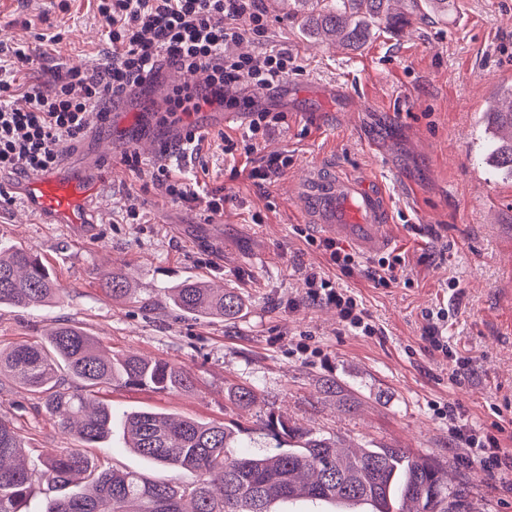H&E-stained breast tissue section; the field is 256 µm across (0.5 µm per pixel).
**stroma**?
<instances>
[{
  "label": "stroma",
  "instance_id": "35a3bbf8",
  "mask_svg": "<svg viewBox=\"0 0 512 512\" xmlns=\"http://www.w3.org/2000/svg\"><path fill=\"white\" fill-rule=\"evenodd\" d=\"M259 5L268 21L264 36L236 49L276 47L293 57L267 99L285 123L250 155H226L222 137L240 139L248 114L227 123L223 108L213 106L163 120L156 98L202 79L171 68L123 119L93 122L70 158L71 169L95 159L111 173L98 190L93 224H37L17 207L0 213V240L38 252L65 290L62 302L40 311L1 307L0 347L39 341L57 323L72 322L106 354L174 362L194 377L181 393L98 388L97 401L116 413L150 410L238 425L250 431L257 453L272 413L349 446L432 458L449 485L467 489L470 512H512V471H486L441 416L453 404L479 431L512 423V181L492 175L478 147L485 98L512 82V0H450L447 17L381 33L356 51L308 40L274 0ZM57 26L62 40L38 41ZM1 41L39 47L48 68L88 69L112 51L94 0H69L65 13L49 0H0ZM188 124L210 137L186 163L173 142ZM128 149L150 165L165 160L173 175L196 176L204 190L224 191L223 215L210 218L163 195L122 164ZM273 154L287 165L257 186L248 173ZM312 162L382 189L393 251L405 259L397 283L374 286L368 255L362 269L341 275L308 244L320 231L302 223L296 183ZM131 206L140 223L126 222ZM114 270L129 276L134 299L116 303L101 290L103 275ZM312 271L355 294L378 334L356 335L333 305L312 300L305 282ZM188 278L234 289L244 304L240 316L223 322L172 311L166 290ZM441 308L449 312L444 336L473 359L468 371L454 372L422 336L427 314ZM328 379L340 385V396L323 394ZM233 384L254 387L258 401L233 404ZM0 418L21 428L27 459L76 445L19 382L0 387ZM84 452L110 468L167 476L124 448L118 430Z\"/></svg>",
  "mask_w": 512,
  "mask_h": 512
}]
</instances>
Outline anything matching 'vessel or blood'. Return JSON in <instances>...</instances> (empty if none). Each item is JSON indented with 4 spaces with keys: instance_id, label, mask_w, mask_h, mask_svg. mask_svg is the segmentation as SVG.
Wrapping results in <instances>:
<instances>
[{
    "instance_id": "b4317fda",
    "label": "vessel or blood",
    "mask_w": 512,
    "mask_h": 512,
    "mask_svg": "<svg viewBox=\"0 0 512 512\" xmlns=\"http://www.w3.org/2000/svg\"><path fill=\"white\" fill-rule=\"evenodd\" d=\"M97 185L84 176L49 172L31 176L15 192L20 206L40 224H88ZM302 220L326 235L351 241L362 252L391 248L387 207L380 191L368 183L336 175L323 164L307 167L298 184Z\"/></svg>"
}]
</instances>
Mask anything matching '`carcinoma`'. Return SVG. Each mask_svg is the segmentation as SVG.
Masks as SVG:
<instances>
[{"label": "carcinoma", "instance_id": "1", "mask_svg": "<svg viewBox=\"0 0 512 512\" xmlns=\"http://www.w3.org/2000/svg\"><path fill=\"white\" fill-rule=\"evenodd\" d=\"M307 37L346 49L357 48L380 29L399 30L433 13L448 15V0H293ZM485 157L489 166L512 175V85L498 91L484 111ZM115 301L133 298L129 278L110 273L101 281ZM51 269L32 251L0 242V307L38 311L61 298ZM172 310L220 321L236 319L240 296L188 279L167 289ZM21 381L37 395L53 424L80 443L112 434V407L93 402L101 384H124L160 392H187L193 377L183 366L133 354L105 357L83 328L59 323L41 341L0 348V375ZM227 396L249 407L256 393L232 387ZM128 447L172 472L157 481L136 471L101 469L74 448L28 465L21 456L23 435L0 419V512H29L33 477L63 493L44 512H273L277 502L304 497L323 502L333 496L368 502L371 512H461L466 491L451 489L442 470L401 448L366 447L358 454L337 451L339 442L288 420L267 415L268 451L245 450L243 431L223 423L175 419L153 411H132L121 420Z\"/></svg>", "mask_w": 512, "mask_h": 512}]
</instances>
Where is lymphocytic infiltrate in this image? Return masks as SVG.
Listing matches in <instances>:
<instances>
[{"label": "lymphocytic infiltrate", "mask_w": 512, "mask_h": 512, "mask_svg": "<svg viewBox=\"0 0 512 512\" xmlns=\"http://www.w3.org/2000/svg\"><path fill=\"white\" fill-rule=\"evenodd\" d=\"M103 35L112 53L90 69L44 71L28 88L16 73L35 64L32 48L0 44V171L18 176L58 167L64 148L90 128L89 110L128 90L152 86L164 66L205 74L204 85L175 87L171 112H197L203 106L249 113L251 140H259L284 120L261 102L293 63L287 52L269 48L260 55L239 54L235 44L263 35L267 18L258 0H95ZM150 180L166 196L203 204L209 216L223 214L225 196L200 193L196 181L173 177L168 165L154 166ZM311 295L333 304L344 327L372 336L376 327L356 296L311 272ZM455 439L487 470L512 468V453L501 445L504 426L492 432L469 427L463 412L449 409Z\"/></svg>", "instance_id": "obj_1"}]
</instances>
